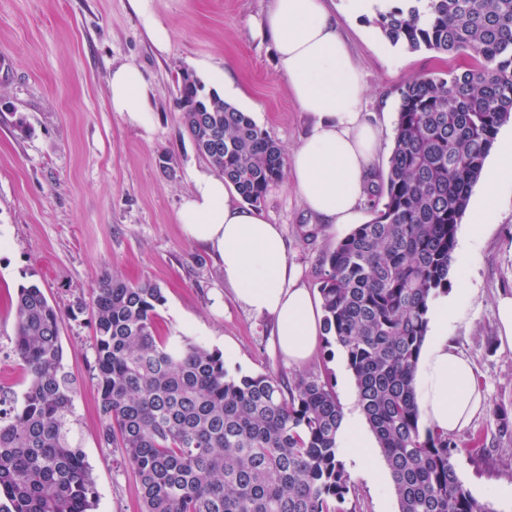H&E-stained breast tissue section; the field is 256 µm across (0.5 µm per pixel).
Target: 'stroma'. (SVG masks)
Segmentation results:
<instances>
[{"label":"stroma","instance_id":"1","mask_svg":"<svg viewBox=\"0 0 512 512\" xmlns=\"http://www.w3.org/2000/svg\"><path fill=\"white\" fill-rule=\"evenodd\" d=\"M170 32L159 54L129 0H0V392L21 398L29 383L14 352L20 286L38 284L62 315L64 365L77 380L74 444L91 470L92 512H139L141 489L121 449L100 437L88 308L98 279L109 275L158 284V334L168 344L192 341L224 355L232 375H298L329 379L337 396L355 389L336 344L320 342L305 364L288 363L270 342V322L238 304L215 258L189 241L176 220L189 174L207 168L174 103L175 80L194 72L215 88L229 72L236 96L284 153L301 142L309 119L277 72L261 21L270 0H152ZM358 63L364 109L380 127L373 168L386 171L400 92L414 77L448 68L446 56L392 45L374 16H354L343 0H326ZM137 63L155 88L152 130L111 111L108 79L114 67ZM259 212L280 225L288 261L300 282L317 291L322 258L347 227L321 223L290 178L269 190ZM470 216L456 231L448 276L450 342L469 359L485 397L471 424L452 435V463L464 487L493 512H512V351L501 348L493 308L512 290V182L502 185L483 238L469 242ZM465 296H458V289ZM221 293L223 312L212 308ZM351 493L346 512H398L383 455L376 472L343 455Z\"/></svg>","mask_w":512,"mask_h":512}]
</instances>
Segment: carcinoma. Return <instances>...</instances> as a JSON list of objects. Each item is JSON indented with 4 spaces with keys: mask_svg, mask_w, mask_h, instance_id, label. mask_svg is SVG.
Masks as SVG:
<instances>
[{
    "mask_svg": "<svg viewBox=\"0 0 512 512\" xmlns=\"http://www.w3.org/2000/svg\"><path fill=\"white\" fill-rule=\"evenodd\" d=\"M401 2L379 14L382 34L452 64L401 90L373 218L323 259V331L346 355L399 512H494L457 477L448 435L422 429L414 373L472 187L512 121V0ZM176 104L198 153L244 202L260 204L282 181L279 145L196 74L181 73ZM163 303L158 285L114 276L90 296L101 440L136 473L141 512H343V411L330 382L235 378L217 350L168 348L156 340ZM15 314L14 351L30 382L0 410V512H91L61 315L36 284L18 289Z\"/></svg>",
    "mask_w": 512,
    "mask_h": 512,
    "instance_id": "obj_1",
    "label": "carcinoma"
}]
</instances>
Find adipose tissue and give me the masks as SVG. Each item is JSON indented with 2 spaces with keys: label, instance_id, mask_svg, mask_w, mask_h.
I'll return each instance as SVG.
<instances>
[{
  "label": "adipose tissue",
  "instance_id": "ef3b65f1",
  "mask_svg": "<svg viewBox=\"0 0 512 512\" xmlns=\"http://www.w3.org/2000/svg\"><path fill=\"white\" fill-rule=\"evenodd\" d=\"M280 76L310 120L286 168L307 209L323 223H355L367 197L379 130L362 110L366 86L324 0H271L265 15ZM109 104L128 122L148 127L154 89L131 62L113 68ZM177 213L186 238L220 258L236 301L271 316L273 334L289 363L306 362L321 334L319 304L298 285L278 225L255 208L234 203L223 179L194 170ZM448 303L438 302L429 339L417 364L418 409L432 429L453 434L470 425L483 404L472 365L452 348ZM377 441L363 428L356 397H349L337 445L361 465L373 466Z\"/></svg>",
  "mask_w": 512,
  "mask_h": 512
}]
</instances>
